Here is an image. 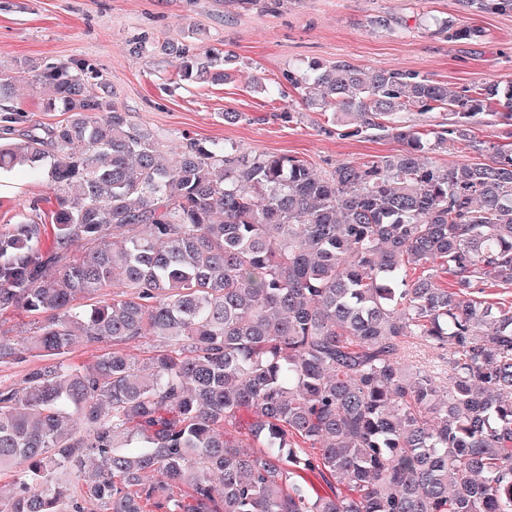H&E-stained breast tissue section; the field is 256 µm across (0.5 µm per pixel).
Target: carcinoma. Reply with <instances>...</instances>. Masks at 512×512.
<instances>
[{
	"mask_svg": "<svg viewBox=\"0 0 512 512\" xmlns=\"http://www.w3.org/2000/svg\"><path fill=\"white\" fill-rule=\"evenodd\" d=\"M162 51L184 81L227 78L222 51ZM19 79L68 120L28 122L8 105ZM303 82L349 135L402 149L323 175L194 138L167 160L85 64L0 75V173L57 201L48 224L0 225V314L37 318L22 344L0 334V364L42 360L0 389V512H512V305L476 297L512 286V147L472 137L475 116L512 110V80L451 90L340 60ZM435 109L432 139L396 119ZM450 140L481 160L429 162ZM410 334L448 351L445 377L404 364ZM145 336L163 347L140 360L126 345ZM79 339L112 351L65 362ZM244 414L255 450L228 432ZM304 471L346 492L312 499Z\"/></svg>",
	"mask_w": 512,
	"mask_h": 512,
	"instance_id": "obj_1",
	"label": "carcinoma"
}]
</instances>
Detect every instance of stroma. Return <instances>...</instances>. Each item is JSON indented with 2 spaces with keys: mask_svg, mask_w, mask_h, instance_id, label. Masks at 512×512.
<instances>
[{
  "mask_svg": "<svg viewBox=\"0 0 512 512\" xmlns=\"http://www.w3.org/2000/svg\"><path fill=\"white\" fill-rule=\"evenodd\" d=\"M268 0L239 8L236 0H0V72L20 61L59 60L95 66L112 100L157 134L173 154L183 136L257 153L306 160L317 173L362 164L401 150L375 133L346 135L330 114L306 105L294 87L312 61L344 60L366 72L400 69L450 88L512 80V12L474 15L459 0ZM385 26H373L375 17ZM481 29L456 41L439 22ZM145 42L148 51L134 47ZM224 50L234 58L221 84L180 81L160 46ZM239 113L237 122L225 112ZM0 196V224L16 223L31 201L41 214L56 207L46 183L10 173Z\"/></svg>",
  "mask_w": 512,
  "mask_h": 512,
  "instance_id": "35a3bbf8",
  "label": "stroma"
}]
</instances>
